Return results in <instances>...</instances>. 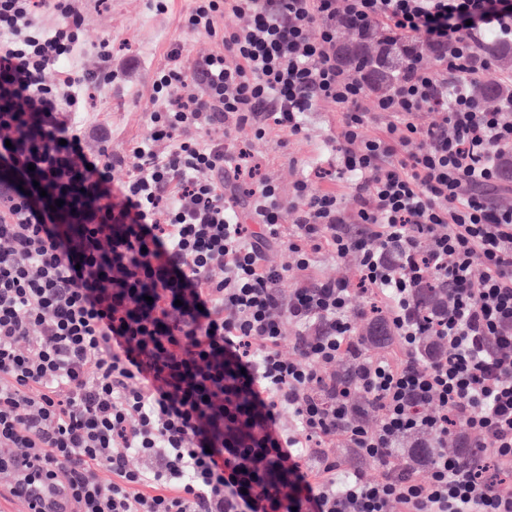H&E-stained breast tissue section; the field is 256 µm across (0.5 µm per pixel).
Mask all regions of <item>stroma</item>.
I'll return each instance as SVG.
<instances>
[{"mask_svg": "<svg viewBox=\"0 0 512 512\" xmlns=\"http://www.w3.org/2000/svg\"><path fill=\"white\" fill-rule=\"evenodd\" d=\"M189 5V0H172L168 12L160 13L150 0H81V70L100 69L94 48L105 39L112 46L113 63L125 61L132 66L126 82L89 85L84 98L89 120L111 127L112 153H127L131 141L150 137L147 115L153 105V81L165 62L167 46L184 43L193 60L212 50L208 39L182 26L181 17ZM340 126V113L325 106L309 117L301 136L290 138L274 128L259 140L246 125L235 132L233 144L249 151L248 167L254 178L272 179L282 197H292L295 183L304 179L314 187L336 192L342 206L351 212L356 207L354 180L340 171L336 162L335 139Z\"/></svg>", "mask_w": 512, "mask_h": 512, "instance_id": "35a3bbf8", "label": "stroma"}]
</instances>
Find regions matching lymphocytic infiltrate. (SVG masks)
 Wrapping results in <instances>:
<instances>
[{
    "label": "lymphocytic infiltrate",
    "instance_id": "f902f5d3",
    "mask_svg": "<svg viewBox=\"0 0 512 512\" xmlns=\"http://www.w3.org/2000/svg\"><path fill=\"white\" fill-rule=\"evenodd\" d=\"M191 2L184 27L215 49L168 46L152 135L115 157L84 148L108 134L80 118L76 0H0V473L60 488L68 512H512V207L495 202L512 193V98L492 110L468 89L484 35L512 42V0ZM340 18L439 51L377 97L371 134L366 88L336 63ZM324 106L343 115L356 213L305 181L291 200L269 179L241 190L233 131L296 137ZM273 245L306 284L280 290ZM326 249L358 255L355 282L310 277ZM429 276L448 296L427 352L413 306ZM373 310L398 352L361 350ZM348 353L353 385L322 374ZM337 433L375 478L339 469ZM454 433L462 452L427 457L426 480L393 466L404 440Z\"/></svg>",
    "mask_w": 512,
    "mask_h": 512
}]
</instances>
